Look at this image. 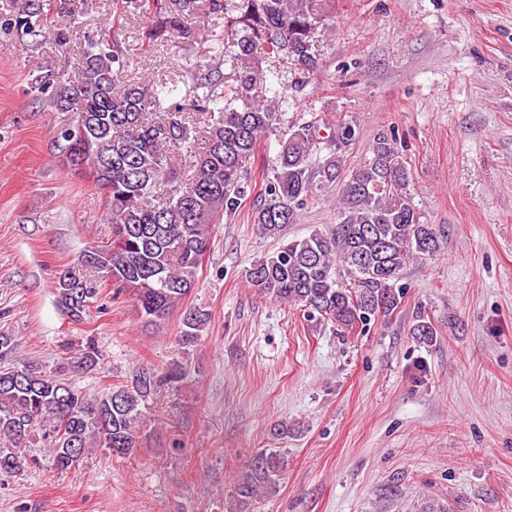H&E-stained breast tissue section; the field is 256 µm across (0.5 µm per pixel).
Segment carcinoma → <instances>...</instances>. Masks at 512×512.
<instances>
[{"label": "carcinoma", "mask_w": 512, "mask_h": 512, "mask_svg": "<svg viewBox=\"0 0 512 512\" xmlns=\"http://www.w3.org/2000/svg\"><path fill=\"white\" fill-rule=\"evenodd\" d=\"M76 0H16L0 11V29L20 44L38 46L53 37L69 44V30L47 24L52 13L71 14ZM333 0H116L121 14L156 11L149 38L167 34L183 40L191 56L198 32L188 17L202 13L224 19V37L214 55L234 63L228 80L219 66L189 61L181 82L147 89L129 80L127 52L114 40L90 41L82 51L80 77L62 83L38 74L42 102L65 114L54 143L60 155L73 147L71 136L87 128L90 146L78 156L104 190L112 248L81 252L75 265L57 277L58 304L74 323L88 316L100 293L91 273L107 268L115 295L131 293L138 316L159 324L195 288L210 250L213 228L236 213L247 198L248 179L260 141L275 136L276 150L253 223L276 235L297 220L313 197L341 182L337 222L326 230L281 246L257 261L247 282L270 300L303 308L310 318L327 319L344 332L366 326L397 310L405 295L400 284L407 264L440 251L443 236L424 220L414 203L412 173L395 135L381 133L363 165L342 174L343 148L356 139L355 125L341 121L323 136L313 123L280 130L281 113L269 98L261 58L292 60L310 71L321 60L324 21ZM233 51H225L224 40ZM199 88L207 89L203 95ZM222 92H217V89ZM189 97L182 96V92ZM181 101H175V98ZM243 101V106L236 103ZM206 143L179 188L175 155ZM210 314L197 306L182 313L180 348L193 346ZM410 335L432 343L433 323L421 314ZM16 349L0 336V476L35 462L26 449L40 445L55 468L78 465L92 446L116 458L140 447L142 407L163 383L187 378L183 364L160 372L138 367L125 382L89 396L69 374L96 369L99 351L88 339L77 360L63 358L50 369L15 362ZM284 461L260 450L235 481L229 512H249L253 502L277 486Z\"/></svg>", "instance_id": "1"}]
</instances>
